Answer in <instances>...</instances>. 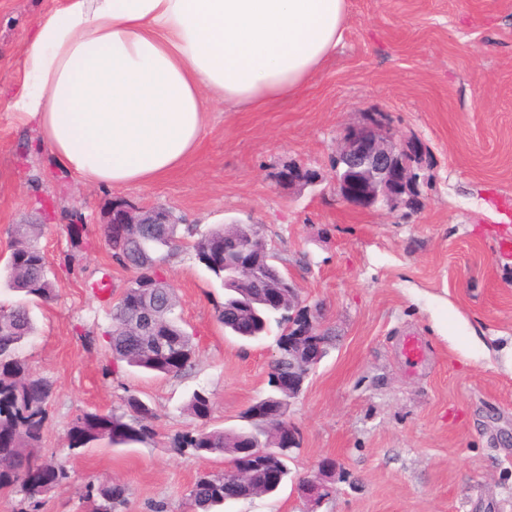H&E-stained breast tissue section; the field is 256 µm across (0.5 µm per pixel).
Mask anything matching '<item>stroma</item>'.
Segmentation results:
<instances>
[{
  "label": "stroma",
  "mask_w": 512,
  "mask_h": 512,
  "mask_svg": "<svg viewBox=\"0 0 512 512\" xmlns=\"http://www.w3.org/2000/svg\"><path fill=\"white\" fill-rule=\"evenodd\" d=\"M347 3L341 43L299 92L253 109L210 105L193 156L149 185L113 189L82 184L6 109L25 84L26 38L61 0H0V252L12 225L43 223L56 288L33 307L24 349L53 384L42 456L69 473L41 512H84L85 486L110 480L128 489L123 512H193L191 486L224 462L171 448L198 424L189 397L205 391L208 425L224 429L268 391L275 336L226 334L224 290L186 248L161 275L195 338L191 368H108L107 311L132 278L102 232L117 200L169 208L201 233L259 225L336 337L288 410L300 434L288 479L220 512H305L298 484L326 461L337 470L321 512H512V253L500 248L512 241V0ZM374 111L427 150L415 196L392 211L357 209L333 189L340 131ZM291 164L321 183L281 182ZM409 336L426 348L420 363L402 352ZM130 391L153 409L152 442L69 449L76 415L122 411Z\"/></svg>",
  "instance_id": "35a3bbf8"
}]
</instances>
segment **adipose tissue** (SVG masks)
<instances>
[{
    "instance_id": "adipose-tissue-1",
    "label": "adipose tissue",
    "mask_w": 512,
    "mask_h": 512,
    "mask_svg": "<svg viewBox=\"0 0 512 512\" xmlns=\"http://www.w3.org/2000/svg\"><path fill=\"white\" fill-rule=\"evenodd\" d=\"M345 16L346 0H63L26 41L7 109L80 180L147 185L196 151L208 103L304 88Z\"/></svg>"
}]
</instances>
